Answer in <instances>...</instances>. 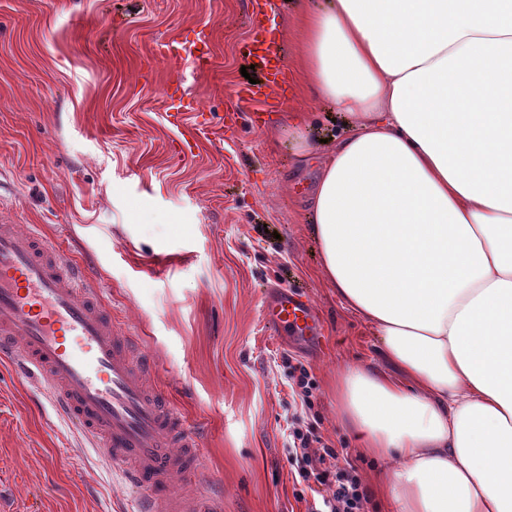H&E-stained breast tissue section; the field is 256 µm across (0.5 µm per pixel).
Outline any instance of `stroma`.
I'll use <instances>...</instances> for the list:
<instances>
[{
  "mask_svg": "<svg viewBox=\"0 0 512 512\" xmlns=\"http://www.w3.org/2000/svg\"><path fill=\"white\" fill-rule=\"evenodd\" d=\"M274 3L265 28L291 61L299 13ZM258 11V0H0V219L42 225L139 339L201 443L202 474L180 490L223 512H308L313 494L296 497L287 460L301 427L356 465L367 512H385L375 475L396 463L358 451L336 382L387 365L323 277L306 222L351 120L309 100L291 64L287 93L238 98ZM196 27L212 33L211 66L170 67L158 43ZM292 112L309 115L315 149L302 160ZM273 288L311 300L319 343L267 319ZM293 362L315 383L311 407L292 392ZM129 496L45 391L0 360V512H125Z\"/></svg>",
  "mask_w": 512,
  "mask_h": 512,
  "instance_id": "35a3bbf8",
  "label": "stroma"
}]
</instances>
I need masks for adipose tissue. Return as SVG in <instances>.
I'll use <instances>...</instances> for the list:
<instances>
[{"label": "adipose tissue", "mask_w": 512, "mask_h": 512, "mask_svg": "<svg viewBox=\"0 0 512 512\" xmlns=\"http://www.w3.org/2000/svg\"><path fill=\"white\" fill-rule=\"evenodd\" d=\"M311 96L352 119L311 192L324 278L393 374L338 413L390 512H512V0H323Z\"/></svg>", "instance_id": "obj_1"}]
</instances>
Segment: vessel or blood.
<instances>
[{
	"label": "vessel or blood",
	"instance_id": "1",
	"mask_svg": "<svg viewBox=\"0 0 512 512\" xmlns=\"http://www.w3.org/2000/svg\"><path fill=\"white\" fill-rule=\"evenodd\" d=\"M167 51L208 65L209 35L199 29ZM250 57L264 80L241 94L256 101L285 84L286 72L277 42L264 35ZM264 311L278 328L313 339L312 306L301 294L273 291ZM0 358L44 384L57 410L131 486L136 512H218L211 498L175 495L181 471L199 459L198 437L160 397L150 360L113 320L90 272L51 239L14 224H0Z\"/></svg>",
	"mask_w": 512,
	"mask_h": 512
}]
</instances>
